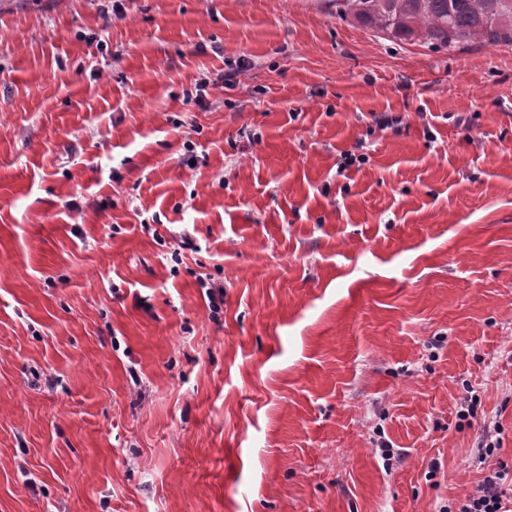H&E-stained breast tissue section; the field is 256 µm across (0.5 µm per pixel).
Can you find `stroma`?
<instances>
[{
	"mask_svg": "<svg viewBox=\"0 0 512 512\" xmlns=\"http://www.w3.org/2000/svg\"><path fill=\"white\" fill-rule=\"evenodd\" d=\"M502 462L512 45L0 0V512H441Z\"/></svg>",
	"mask_w": 512,
	"mask_h": 512,
	"instance_id": "1",
	"label": "stroma"
}]
</instances>
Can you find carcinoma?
Here are the masks:
<instances>
[{
	"label": "carcinoma",
	"instance_id": "obj_1",
	"mask_svg": "<svg viewBox=\"0 0 512 512\" xmlns=\"http://www.w3.org/2000/svg\"><path fill=\"white\" fill-rule=\"evenodd\" d=\"M337 11L389 38L451 48L512 45V0H336Z\"/></svg>",
	"mask_w": 512,
	"mask_h": 512
}]
</instances>
